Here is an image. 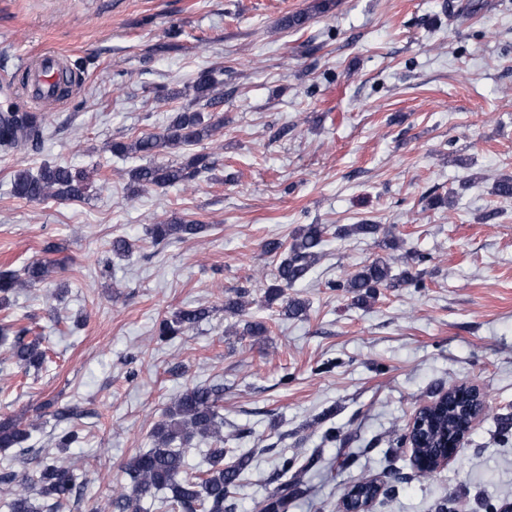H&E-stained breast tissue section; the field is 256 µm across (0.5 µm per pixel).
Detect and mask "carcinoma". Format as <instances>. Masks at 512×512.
<instances>
[{"instance_id":"cac0c4a2","label":"carcinoma","mask_w":512,"mask_h":512,"mask_svg":"<svg viewBox=\"0 0 512 512\" xmlns=\"http://www.w3.org/2000/svg\"><path fill=\"white\" fill-rule=\"evenodd\" d=\"M333 0H314L311 9L291 14L281 20L288 29L303 28L312 13H323ZM76 81L75 71L65 67L59 74L56 90L67 95ZM194 102L204 108H213L224 102V82L212 70H202L189 86ZM222 126V119L204 118L198 111L176 112L163 132L139 137L131 142L114 140L110 145L112 155L125 158L139 155L149 163L128 171L131 184L142 188H163L174 184L192 182L213 169L209 153L188 152L180 160L161 161L159 157L175 149H187L205 140L212 139ZM48 116L44 112H0V148L31 149L38 151L46 138ZM89 178L82 171L67 165L47 162L37 172L20 169L11 180L10 194L29 202L48 199L81 200L88 196ZM204 230V225L174 217L167 224H155L151 229L154 241L161 243L173 237L190 240ZM378 224H350L337 229L342 237L361 236L371 238L379 233ZM325 224H305L292 236L290 242L269 239L264 243V252L279 259L274 281L262 285L264 298L270 303L282 301L281 312L288 317L306 314V302L288 296V289L304 279L314 265L324 256ZM54 264L50 260H35L20 268H0V306L10 302V296L23 288H32L45 282ZM391 283V263L386 258H376L363 265L331 287L340 288L357 301L373 299L379 290ZM248 291L230 292L224 296V311L233 315L246 312ZM209 316L203 307L180 310L170 318L162 319L156 328L157 339L168 342L202 322ZM30 329L23 327L15 331L11 356L15 363L27 370H38L46 360L42 341L27 338ZM219 389L206 384L184 387L171 400L163 418L155 425L150 437L152 445L133 456L126 464L130 482L116 484L107 507L111 512H141V502L163 494L167 505L181 512H236L237 494L241 481L248 471L252 454H238L224 447V417L220 414ZM462 415L458 409H443L428 419L430 427L426 442L419 446L422 452L430 446L441 444V440L453 433L460 425ZM31 438L29 427L19 418L0 419V449L15 448L25 454L30 451L27 442ZM195 439L209 445L207 448L208 469L204 476H192L187 471L185 446ZM81 441L78 430L59 432L54 447L66 450ZM321 462V451L315 450L303 465L297 458L285 453L278 455L277 488L256 505L258 512H288V489L301 484V477ZM0 484L8 488L10 499L5 503L7 512H61L78 492V476L74 471L59 464L50 453H45L37 462L35 474L18 478L5 467L0 470Z\"/></svg>"}]
</instances>
